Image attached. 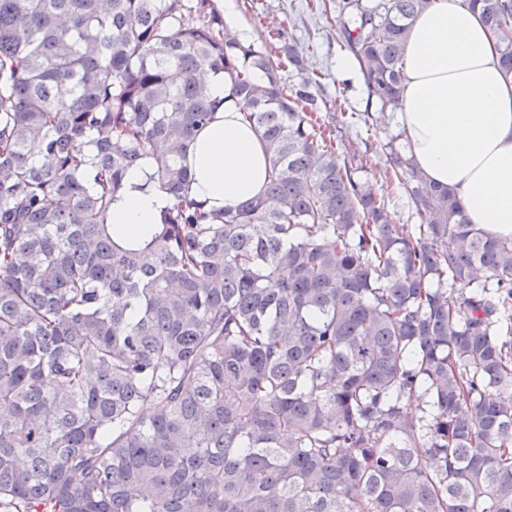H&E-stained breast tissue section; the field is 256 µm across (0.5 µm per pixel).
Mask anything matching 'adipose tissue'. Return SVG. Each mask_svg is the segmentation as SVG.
I'll return each instance as SVG.
<instances>
[{
    "mask_svg": "<svg viewBox=\"0 0 512 512\" xmlns=\"http://www.w3.org/2000/svg\"><path fill=\"white\" fill-rule=\"evenodd\" d=\"M405 81L395 120L417 169L452 189L471 223L512 236V79L478 12L459 0H432L413 20L404 49ZM224 105L195 138L188 156L190 192L220 211L262 196L268 160L244 122L226 78L209 80ZM141 170L112 208V222L136 235L168 205L165 193H142Z\"/></svg>",
    "mask_w": 512,
    "mask_h": 512,
    "instance_id": "adipose-tissue-1",
    "label": "adipose tissue"
}]
</instances>
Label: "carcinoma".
Instances as JSON below:
<instances>
[{
	"label": "carcinoma",
	"instance_id": "1",
	"mask_svg": "<svg viewBox=\"0 0 512 512\" xmlns=\"http://www.w3.org/2000/svg\"><path fill=\"white\" fill-rule=\"evenodd\" d=\"M430 3L343 2L381 115ZM462 5L511 76L512 0ZM281 71L213 0H0V512H512V237L400 132L396 223ZM210 73L269 163L219 215L182 163ZM145 162L170 205L126 236ZM139 169L132 171L127 178V191L122 199L112 208V224L125 234H140L148 224H154L159 211L168 205L165 193L154 190L144 194L132 186L138 185L143 179Z\"/></svg>",
	"mask_w": 512,
	"mask_h": 512
}]
</instances>
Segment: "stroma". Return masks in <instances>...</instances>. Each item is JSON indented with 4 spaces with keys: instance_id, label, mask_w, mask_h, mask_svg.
I'll use <instances>...</instances> for the list:
<instances>
[{
    "instance_id": "35a3bbf8",
    "label": "stroma",
    "mask_w": 512,
    "mask_h": 512,
    "mask_svg": "<svg viewBox=\"0 0 512 512\" xmlns=\"http://www.w3.org/2000/svg\"><path fill=\"white\" fill-rule=\"evenodd\" d=\"M238 25L248 28L254 44H262L269 34L281 33L303 59L308 73L318 76L317 91L322 121L333 130L336 145H354L367 151L372 164L360 170L359 179L383 194L400 224L417 223L403 188L381 181L380 168L386 163L384 145L397 123L388 129L368 127L362 114L366 108V86L362 73L347 79L336 75V61L345 56L344 36L336 21L340 0H238Z\"/></svg>"
}]
</instances>
